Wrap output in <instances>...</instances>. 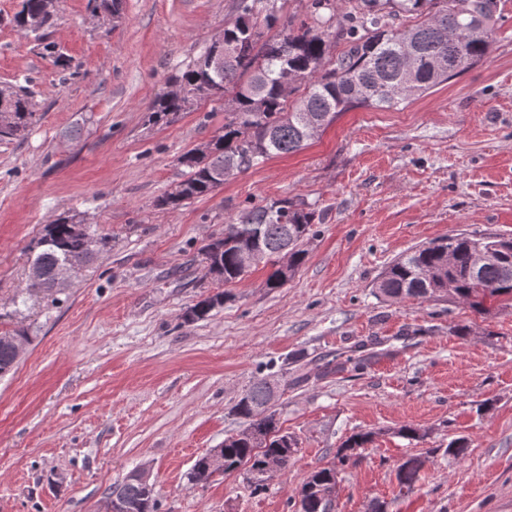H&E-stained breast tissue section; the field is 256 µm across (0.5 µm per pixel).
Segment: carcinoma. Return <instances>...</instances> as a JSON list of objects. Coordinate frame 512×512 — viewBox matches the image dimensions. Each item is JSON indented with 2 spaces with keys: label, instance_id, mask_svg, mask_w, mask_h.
Masks as SVG:
<instances>
[{
  "label": "carcinoma",
  "instance_id": "carcinoma-1",
  "mask_svg": "<svg viewBox=\"0 0 512 512\" xmlns=\"http://www.w3.org/2000/svg\"><path fill=\"white\" fill-rule=\"evenodd\" d=\"M278 0H239L238 13L224 27V40L241 45V53L216 72L209 64L211 48L175 83L190 93L206 89L214 98L232 94L234 111L224 113V128L208 143L179 157L184 167L174 189L157 200L161 209H175L184 202L204 197L223 185L216 173L233 165L245 173L271 155H286L303 149L320 129L356 107L395 109L458 73L478 65L489 53L500 9L478 19L482 0H310L312 22L290 21L269 40L251 41V30L261 25L274 29L280 17ZM122 0H88L90 13L108 20L119 17ZM58 0H22L15 17L17 26L37 42L53 19ZM9 108V124L0 128V141L24 137L35 112L28 97L14 88L0 89V106ZM187 110L184 99L167 94L151 107L149 120L164 122ZM315 212L303 201L272 200L240 211L236 222L224 225V236L204 246L208 274L229 285L248 270L239 263V252L250 245L260 254V263L270 267L265 284L282 287L280 265L288 250L293 269L305 260L302 244L316 234ZM75 216L57 215L44 228L35 246L32 265L40 271L37 284L26 286L28 294H53L60 287L63 268L74 273L108 250L110 240L95 239ZM377 292L392 301L407 298L431 300L450 295L476 313L486 310L489 298H512V238L462 231L416 246L392 261L375 283ZM224 303L217 293L190 307L188 323L205 319ZM25 338L14 330L0 335V376L12 371L17 355L13 343ZM277 386L261 378L233 407L247 429L263 437L255 444L238 433L224 438L219 450L224 472L246 465L256 469L266 457L280 461L288 470L296 440L279 427L271 402ZM373 434L350 436L337 453V463L312 472L302 484L296 512H335L339 468L360 461L358 449L372 442ZM456 459L466 457L469 444L463 438L446 448H430ZM424 459L410 455L398 466L400 490L412 493L421 478ZM191 479L204 484L213 477L208 456L198 458ZM119 503L124 512H156L154 489L128 475L105 500V512Z\"/></svg>",
  "mask_w": 512,
  "mask_h": 512
}]
</instances>
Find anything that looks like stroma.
Returning a JSON list of instances; mask_svg holds the SVG:
<instances>
[{"label":"stroma","mask_w":512,"mask_h":512,"mask_svg":"<svg viewBox=\"0 0 512 512\" xmlns=\"http://www.w3.org/2000/svg\"><path fill=\"white\" fill-rule=\"evenodd\" d=\"M0 0V87L28 82L35 122L0 144V332L28 338L0 376V512H103L109 489L143 467L158 512H295L308 475L349 436L372 432L346 467L337 512H512V300L484 313L454 299L380 296L384 268L431 239L512 237V0L487 58L397 110L358 107L302 150L271 157L175 210L156 207L179 156L217 135L224 106L203 100L170 122L152 102L236 15L237 0H124L117 24L87 0H60L53 65ZM302 200L317 234L288 283L265 268L232 286L202 248L248 204ZM70 212L110 247L58 303L24 298L44 224ZM224 303L188 323L187 309ZM469 335H456L457 325ZM372 358L359 371L326 362ZM298 448L253 492L244 472L190 480L196 461L243 429L233 412L258 378ZM426 431L401 437V426ZM467 458L440 455L455 438ZM434 449L409 496L397 466Z\"/></svg>","instance_id":"1"}]
</instances>
